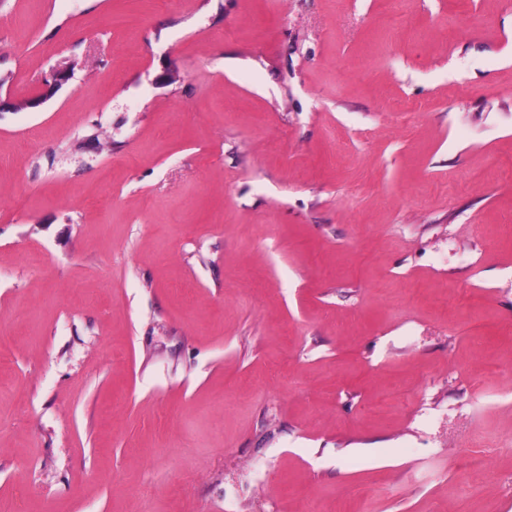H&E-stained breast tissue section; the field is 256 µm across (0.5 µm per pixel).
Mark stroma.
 Returning <instances> with one entry per match:
<instances>
[{"instance_id": "35a3bbf8", "label": "stroma", "mask_w": 512, "mask_h": 512, "mask_svg": "<svg viewBox=\"0 0 512 512\" xmlns=\"http://www.w3.org/2000/svg\"><path fill=\"white\" fill-rule=\"evenodd\" d=\"M0 96V506L512 512V0H0ZM71 79L70 70L65 67H57L51 71L49 78L45 79L42 87L28 98L26 108H38L50 99L54 93Z\"/></svg>"}]
</instances>
